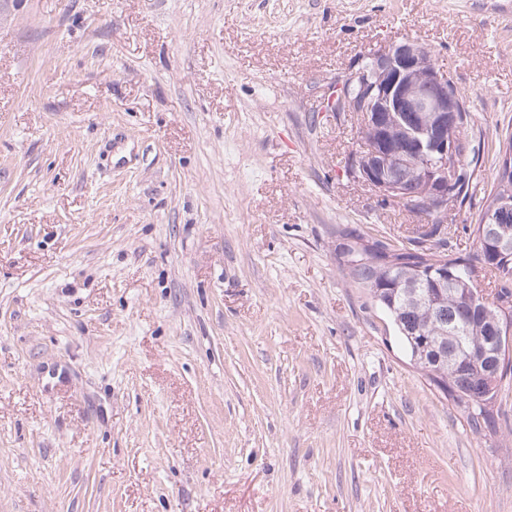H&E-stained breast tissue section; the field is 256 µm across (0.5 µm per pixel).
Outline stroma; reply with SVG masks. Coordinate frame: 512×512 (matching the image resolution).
Instances as JSON below:
<instances>
[{
    "label": "stroma",
    "mask_w": 512,
    "mask_h": 512,
    "mask_svg": "<svg viewBox=\"0 0 512 512\" xmlns=\"http://www.w3.org/2000/svg\"><path fill=\"white\" fill-rule=\"evenodd\" d=\"M407 39L470 111L464 256L512 0H0V512H512V389L473 432L336 256L424 245L326 109Z\"/></svg>",
    "instance_id": "obj_1"
}]
</instances>
